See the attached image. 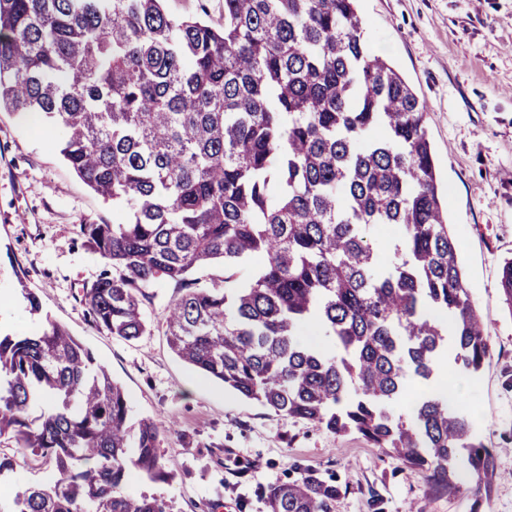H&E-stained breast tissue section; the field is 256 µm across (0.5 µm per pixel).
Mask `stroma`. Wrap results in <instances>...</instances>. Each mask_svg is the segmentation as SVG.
Returning <instances> with one entry per match:
<instances>
[{
	"instance_id": "35a3bbf8",
	"label": "stroma",
	"mask_w": 512,
	"mask_h": 512,
	"mask_svg": "<svg viewBox=\"0 0 512 512\" xmlns=\"http://www.w3.org/2000/svg\"><path fill=\"white\" fill-rule=\"evenodd\" d=\"M366 36L428 105L426 127L464 281L491 352L461 405L496 451L502 478L475 494L439 488L356 433L335 435L281 417L184 364L160 321L180 288L157 283L150 333L134 341L94 326L81 291L101 264L76 234L111 222L112 203L63 161L51 130L0 112V331L29 334L41 315L89 347L123 388L134 418L162 421L168 482L133 479L132 493L173 500L176 512H264L260 492L311 468L341 488L333 512H512V310L498 270L512 257V0H359ZM38 295L30 314L24 291Z\"/></svg>"
}]
</instances>
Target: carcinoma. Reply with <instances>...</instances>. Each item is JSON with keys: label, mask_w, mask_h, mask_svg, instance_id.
I'll list each match as a JSON object with an SVG mask.
<instances>
[{"label": "carcinoma", "mask_w": 512, "mask_h": 512, "mask_svg": "<svg viewBox=\"0 0 512 512\" xmlns=\"http://www.w3.org/2000/svg\"><path fill=\"white\" fill-rule=\"evenodd\" d=\"M165 0H0V110L58 128L60 154L112 200L78 236L103 263L82 288L95 326L150 331L149 289L172 351L276 414L356 433L456 489L497 479L494 449L448 398L393 404L411 376L474 379L490 338L462 277L439 193L426 102L365 35L358 0H224V25L169 15ZM380 225L397 241L385 259ZM220 264L201 285L194 272ZM254 265L234 281L230 271ZM512 310V259L499 271ZM317 324L324 348L307 338ZM166 432L133 419L122 387L50 317L0 336V436L55 463L0 512H175L128 490L152 483ZM313 470L270 485L266 512H333Z\"/></svg>", "instance_id": "carcinoma-1"}]
</instances>
